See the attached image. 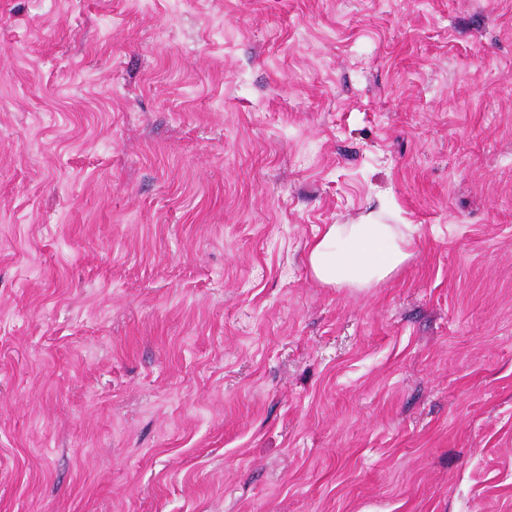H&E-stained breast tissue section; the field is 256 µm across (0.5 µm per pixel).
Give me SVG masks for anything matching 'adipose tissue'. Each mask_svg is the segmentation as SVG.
Segmentation results:
<instances>
[{"instance_id": "1", "label": "adipose tissue", "mask_w": 512, "mask_h": 512, "mask_svg": "<svg viewBox=\"0 0 512 512\" xmlns=\"http://www.w3.org/2000/svg\"><path fill=\"white\" fill-rule=\"evenodd\" d=\"M414 228L386 224L370 212L348 224H328L310 241L306 264L317 284L364 290L398 273L413 257Z\"/></svg>"}]
</instances>
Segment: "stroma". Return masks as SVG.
Wrapping results in <instances>:
<instances>
[{"mask_svg":"<svg viewBox=\"0 0 512 512\" xmlns=\"http://www.w3.org/2000/svg\"><path fill=\"white\" fill-rule=\"evenodd\" d=\"M0 512H512V0H0ZM379 213L370 211L348 224L325 225L307 247L313 281L332 288H374L411 260L414 227L385 224Z\"/></svg>","mask_w":512,"mask_h":512,"instance_id":"35a3bbf8","label":"stroma"}]
</instances>
